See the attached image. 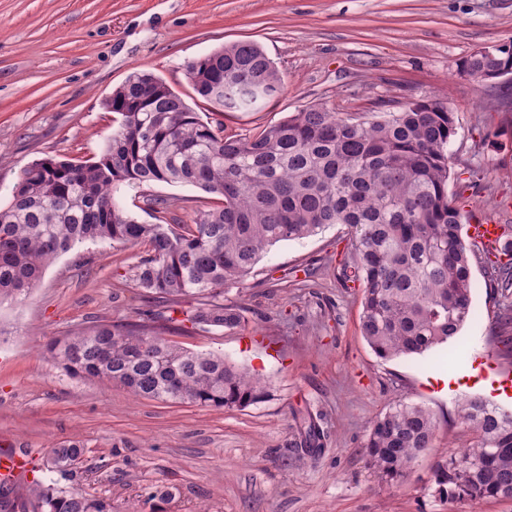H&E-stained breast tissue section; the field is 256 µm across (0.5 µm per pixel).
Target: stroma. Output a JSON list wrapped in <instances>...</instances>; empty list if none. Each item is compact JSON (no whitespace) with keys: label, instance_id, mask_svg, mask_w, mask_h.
I'll return each instance as SVG.
<instances>
[{"label":"stroma","instance_id":"obj_1","mask_svg":"<svg viewBox=\"0 0 512 512\" xmlns=\"http://www.w3.org/2000/svg\"><path fill=\"white\" fill-rule=\"evenodd\" d=\"M262 46L283 75V93L255 112H209L196 101L189 62L224 44ZM512 42V0H0V206L22 169L43 158L97 159L115 127L104 102L135 72L160 77L228 134L247 133L314 104L360 116L437 99L455 114L449 146L490 173L472 186L450 178L448 194L470 222L512 225V109L488 110L491 96L512 99V80L490 85L460 64L476 48ZM165 220L190 223L210 195L156 182L123 188L119 201L144 224L154 199ZM348 230L270 248L243 285L224 294L243 309L242 329L202 331L171 323L165 337L264 377L270 395L245 408H203L133 397L125 388L66 375L45 357L55 339L99 323H143L170 305L136 288L129 270L143 247L88 242L49 264L30 295L0 304V449L22 448L40 465L66 441L84 452L60 488L80 489L110 512H512V501H451L430 480L449 449L470 447L457 403L481 396L468 385L440 393L431 379L465 374L485 354L512 368V329L483 267L472 274V314L460 333L463 359L441 348L384 361L359 332L362 290L338 277ZM274 290L270 278L302 275ZM261 334L277 355L250 345ZM436 417L432 448L395 484L367 468L372 420L397 400ZM324 433L309 446L311 429ZM170 491L167 499L151 492Z\"/></svg>","mask_w":512,"mask_h":512}]
</instances>
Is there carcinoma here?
<instances>
[{
    "instance_id": "carcinoma-1",
    "label": "carcinoma",
    "mask_w": 512,
    "mask_h": 512,
    "mask_svg": "<svg viewBox=\"0 0 512 512\" xmlns=\"http://www.w3.org/2000/svg\"><path fill=\"white\" fill-rule=\"evenodd\" d=\"M512 66V43L471 55L462 68ZM195 95L220 112H253L284 80L255 43L228 44L187 66ZM105 107L117 127L95 161L45 158L23 169L0 207V302L29 292L44 268L87 242L142 245L131 279L146 296L179 305L202 329H237L240 309L224 291L241 285L261 255L282 241L343 224L350 232L342 279L362 288L360 334L381 359L422 354L454 338L471 316L472 267L492 254L462 236L463 209L450 205L456 159L454 112L417 100L394 112L353 118L324 104L275 124L224 134L161 78L138 72ZM198 187L220 203L190 224H141L116 199L123 186ZM491 286L512 297V258L491 263ZM167 324L104 323L57 339L50 357L68 374L119 383L137 397L206 408H243L269 396L266 382L222 356L185 350L163 337ZM476 442L435 463L431 481L450 500L480 502L512 491V412L480 397L458 407ZM437 432L426 408L400 401L369 426L368 467L387 482L425 456ZM83 447L51 448L29 495L36 512H107L66 475Z\"/></svg>"
}]
</instances>
